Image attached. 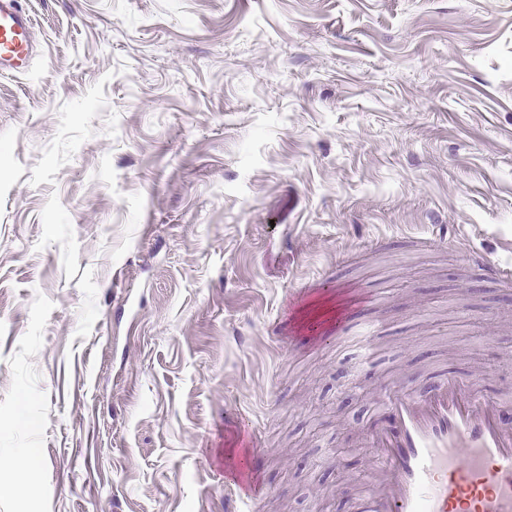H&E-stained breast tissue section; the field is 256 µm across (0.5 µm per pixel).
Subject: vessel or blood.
Here are the masks:
<instances>
[{"instance_id":"b4317fda","label":"vessel or blood","mask_w":512,"mask_h":512,"mask_svg":"<svg viewBox=\"0 0 512 512\" xmlns=\"http://www.w3.org/2000/svg\"><path fill=\"white\" fill-rule=\"evenodd\" d=\"M33 20L19 0H0V74L27 71L36 54ZM470 260L485 277L512 280V267ZM500 398L483 394L470 378L451 371L425 398L393 392L368 431L376 450L369 485L354 512H512V426L503 424ZM263 463L251 453L241 470L224 476L225 512L264 495L262 486L239 490L241 471Z\"/></svg>"}]
</instances>
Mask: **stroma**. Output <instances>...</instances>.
Masks as SVG:
<instances>
[{"instance_id":"35a3bbf8","label":"stroma","mask_w":512,"mask_h":512,"mask_svg":"<svg viewBox=\"0 0 512 512\" xmlns=\"http://www.w3.org/2000/svg\"><path fill=\"white\" fill-rule=\"evenodd\" d=\"M0 76V512H352L384 390L512 408V0H21ZM371 352L327 333L353 307ZM292 329L280 346L271 323ZM242 477L241 487L255 479ZM33 20L19 0H0V74L25 72L36 55ZM470 261L483 271L484 276L488 280H512V271L510 266L487 261L480 253L477 252L470 254ZM8 468L15 472L21 485L34 487L39 478L38 469L33 465L26 449L18 448L0 455V469ZM263 463L262 457L254 451L241 464L242 467L236 468L235 471L228 467L224 475V510L226 512H245L241 509L243 505H248L253 500L268 493L262 486L254 484L253 488L241 492L238 489L239 476L241 471H249L255 474Z\"/></svg>"}]
</instances>
